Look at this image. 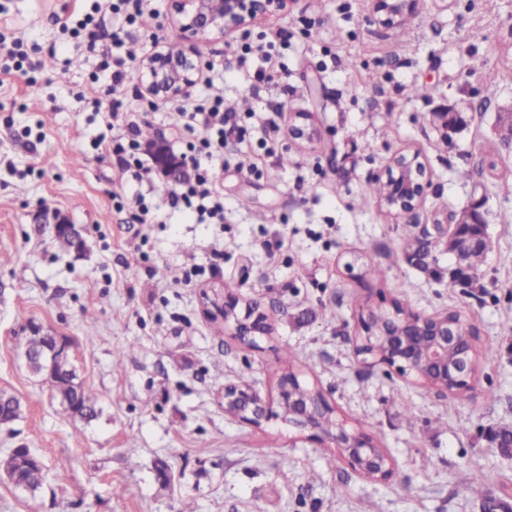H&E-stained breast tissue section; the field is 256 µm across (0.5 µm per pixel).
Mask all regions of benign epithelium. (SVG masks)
I'll return each mask as SVG.
<instances>
[{
  "mask_svg": "<svg viewBox=\"0 0 512 512\" xmlns=\"http://www.w3.org/2000/svg\"><path fill=\"white\" fill-rule=\"evenodd\" d=\"M286 0H177L176 13L187 39L230 36L258 16L269 17L285 7ZM417 0H372L378 23L393 27L399 18L415 11ZM201 64L191 54L151 56L142 61L138 80L154 97L173 99L185 94L196 81ZM433 121L443 128L448 122H465L464 111L446 108L432 113ZM427 167L419 155H398L387 168L381 184L379 201L389 212L412 214L430 188ZM442 235L452 239L456 260L488 246V225L482 199L473 200L452 223L437 224ZM240 295L228 288L209 300L211 307L224 316V327L232 338L249 346L270 333L266 313L259 304L239 310ZM376 310L360 316L361 334L355 337L356 352L371 358L370 365H385L403 376H411L421 385L435 389L443 396L465 393L471 389L475 372V331L463 321L444 316L425 315L398 305L387 313V320L377 327L372 323ZM44 340L40 356L46 363L69 353L70 344L63 337L50 336L38 330ZM308 438L320 444H332L359 476L369 480H385L393 474V461L385 449L378 447L366 434L350 430L341 420L326 431L324 423L334 417V409L319 391L304 387L297 375L288 372L280 377L275 399L268 401L251 386H224V410L248 424H260L271 416V408ZM488 442L500 454L512 457V429H491Z\"/></svg>",
  "mask_w": 512,
  "mask_h": 512,
  "instance_id": "7a95c632",
  "label": "benign epithelium"
}]
</instances>
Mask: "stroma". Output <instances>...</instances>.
Instances as JSON below:
<instances>
[{
    "instance_id": "35a3bbf8",
    "label": "stroma",
    "mask_w": 512,
    "mask_h": 512,
    "mask_svg": "<svg viewBox=\"0 0 512 512\" xmlns=\"http://www.w3.org/2000/svg\"><path fill=\"white\" fill-rule=\"evenodd\" d=\"M91 5L0 0L1 35L57 49L32 77L0 71V391L23 406L0 426V459L25 446L64 475L33 496L0 479V512H481L490 490L512 485V458L484 438L512 426V194L499 190L512 183V151L494 131L512 102V0H420L403 35L378 24L370 0H292L236 38L200 41L166 0L162 20L131 41L130 66L156 30L164 48L214 63L225 106L249 101L244 138L224 150L220 224L170 208L161 177L133 181L98 146L123 129L109 127V99L91 80L98 57L72 48L59 24ZM244 43L256 52L243 63ZM267 44L282 73L272 85L255 78ZM417 85L432 95L414 96ZM148 99L129 94L125 112L179 154L169 101L150 110ZM440 107L465 110V123L436 129ZM302 113L308 135L296 140ZM414 153L431 186L412 217H396L371 194L395 156ZM141 196L157 223H130ZM478 196L490 249L477 287L452 290L435 227ZM46 203L81 229L83 253L59 250L36 223ZM411 235L428 237L425 259ZM370 263L383 278L366 274ZM222 286L267 313L258 347L207 313L204 293ZM396 305L459 315L494 345L461 398L356 354L360 314ZM30 319L69 340L95 419L67 414L27 369L16 342ZM288 372L391 455L389 479L361 478L281 419L253 426L225 412V385L244 379L271 399Z\"/></svg>"
}]
</instances>
